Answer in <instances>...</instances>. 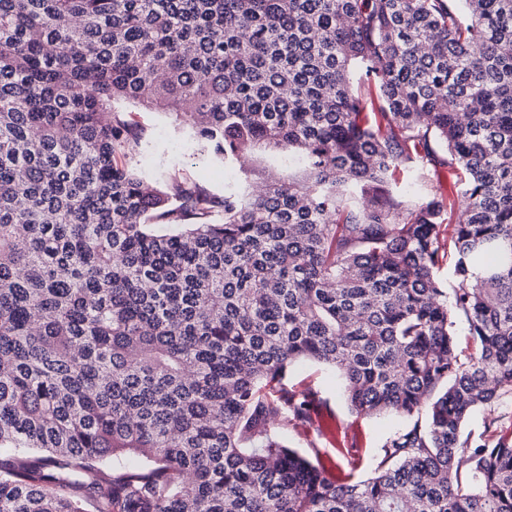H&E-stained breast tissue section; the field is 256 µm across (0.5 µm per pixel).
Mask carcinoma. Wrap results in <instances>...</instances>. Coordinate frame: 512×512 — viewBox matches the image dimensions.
I'll use <instances>...</instances> for the list:
<instances>
[{"label": "carcinoma", "mask_w": 512, "mask_h": 512, "mask_svg": "<svg viewBox=\"0 0 512 512\" xmlns=\"http://www.w3.org/2000/svg\"><path fill=\"white\" fill-rule=\"evenodd\" d=\"M115 99L244 184L147 190ZM299 360L407 419L371 477ZM505 399L512 0H0V512H512ZM464 434L469 435L472 442L483 443L491 438L487 430V413L483 409L473 410L464 425Z\"/></svg>", "instance_id": "1"}]
</instances>
